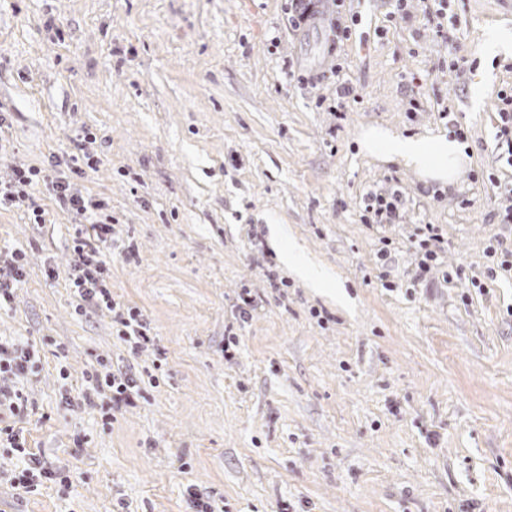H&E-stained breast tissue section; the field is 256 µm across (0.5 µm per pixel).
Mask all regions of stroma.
Segmentation results:
<instances>
[{"label":"stroma","mask_w":512,"mask_h":512,"mask_svg":"<svg viewBox=\"0 0 512 512\" xmlns=\"http://www.w3.org/2000/svg\"><path fill=\"white\" fill-rule=\"evenodd\" d=\"M348 0L352 35L295 31L288 0H0V178L57 176L84 130L98 161L69 180L104 201L114 300L150 342L80 305L67 273L87 223L45 186L0 207V267L23 253L0 339L35 352L11 424L68 485L0 483V512H512V164L495 138L512 90V0ZM360 97L336 109V81ZM483 86L480 107L473 92ZM461 129L454 188L367 154L370 126ZM399 194L377 223L368 193ZM440 238L416 271L421 240ZM295 247L342 293L278 259ZM106 359L130 405L87 404ZM140 316L141 315L137 311H134L132 308L128 309L126 314L124 312H120V306L119 312H116L115 314L116 321L123 328V336L134 340L135 344H139L140 340L148 341L149 339L143 331L144 325Z\"/></svg>","instance_id":"stroma-1"}]
</instances>
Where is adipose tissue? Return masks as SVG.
<instances>
[{"instance_id": "ef3b65f1", "label": "adipose tissue", "mask_w": 512, "mask_h": 512, "mask_svg": "<svg viewBox=\"0 0 512 512\" xmlns=\"http://www.w3.org/2000/svg\"><path fill=\"white\" fill-rule=\"evenodd\" d=\"M370 154L397 161L443 184L456 185L463 163L464 147L442 136H403L385 127H372L362 135Z\"/></svg>"}]
</instances>
